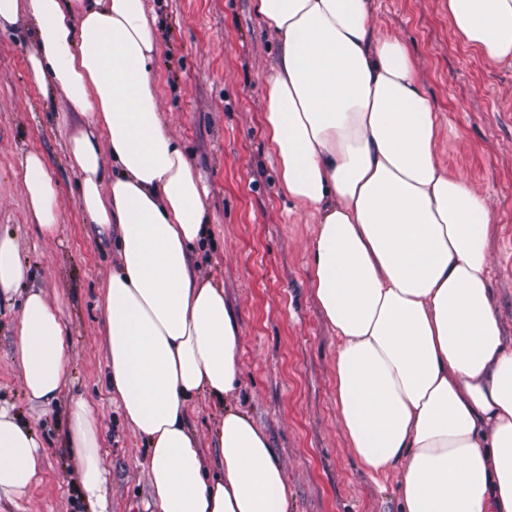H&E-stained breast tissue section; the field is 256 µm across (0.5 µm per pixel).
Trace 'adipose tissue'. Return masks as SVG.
<instances>
[{"label": "adipose tissue", "mask_w": 512, "mask_h": 512, "mask_svg": "<svg viewBox=\"0 0 512 512\" xmlns=\"http://www.w3.org/2000/svg\"><path fill=\"white\" fill-rule=\"evenodd\" d=\"M281 42L264 122L288 197L316 216L311 286L336 334V405L369 471H397L404 512H512V350L490 299L485 199L435 153L439 115L397 39L374 35L370 0H255ZM452 27L512 63V0H448ZM33 20L36 78L88 119L68 142L79 203L119 268L103 295L106 384L145 437L156 512H288L264 430L231 405L238 327L222 285L195 277L211 223L200 173L157 110V48L144 0H0V29ZM111 157L112 176L103 159ZM28 208L57 228L56 187L24 160ZM32 403L66 381L60 312L30 289L18 326ZM224 401L215 467L189 426L192 399ZM78 474L105 507L94 411L73 413ZM39 445L0 406V498L27 493Z\"/></svg>", "instance_id": "adipose-tissue-1"}]
</instances>
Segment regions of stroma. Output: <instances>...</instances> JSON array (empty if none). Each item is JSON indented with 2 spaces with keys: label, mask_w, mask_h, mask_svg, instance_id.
Segmentation results:
<instances>
[{
  "label": "stroma",
  "mask_w": 512,
  "mask_h": 512,
  "mask_svg": "<svg viewBox=\"0 0 512 512\" xmlns=\"http://www.w3.org/2000/svg\"><path fill=\"white\" fill-rule=\"evenodd\" d=\"M155 16L158 110L207 188L213 217L193 270L223 285L239 328L234 402L265 430L284 469L288 512H402L399 475L367 471L349 447L336 409L337 339L313 296L315 220L281 189L267 152V78L278 37L254 0H145ZM378 37L413 58L420 87L440 114L436 155L488 201L491 301L512 348V65L465 46L445 0H371ZM35 24L0 31V235L12 236L29 277L0 299V404L12 406L40 446L41 464L20 506L0 512H91L68 446L71 415L96 411L109 512H147L152 501L145 441L111 403L104 379L103 290L117 268L112 242L78 204L81 174L67 151L80 128L66 94L29 64ZM38 154L57 184L58 228L31 220L23 161ZM61 311L68 355L58 399H29L18 363L17 323L28 288ZM223 402L200 394L189 413L206 459Z\"/></svg>",
  "instance_id": "35a3bbf8"
}]
</instances>
